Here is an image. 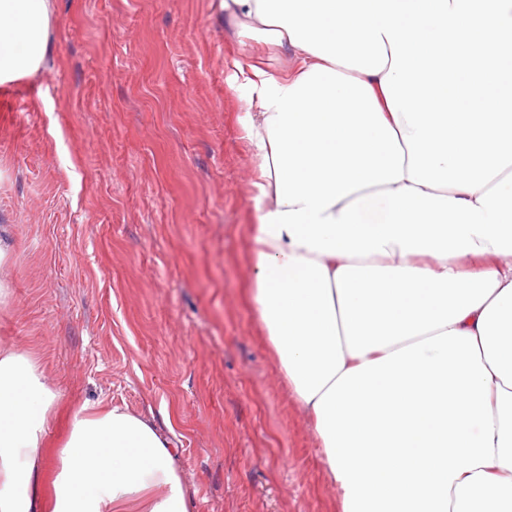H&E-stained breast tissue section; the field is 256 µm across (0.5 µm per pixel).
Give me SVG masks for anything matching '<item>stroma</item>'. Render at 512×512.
<instances>
[{"label": "stroma", "instance_id": "35a3bbf8", "mask_svg": "<svg viewBox=\"0 0 512 512\" xmlns=\"http://www.w3.org/2000/svg\"><path fill=\"white\" fill-rule=\"evenodd\" d=\"M50 54L0 103V349L69 404L105 401L174 450L195 512H337L303 407L260 332L256 162L234 61L287 49L220 0H50Z\"/></svg>", "mask_w": 512, "mask_h": 512}]
</instances>
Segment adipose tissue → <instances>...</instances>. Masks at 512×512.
I'll use <instances>...</instances> for the list:
<instances>
[{
    "instance_id": "adipose-tissue-1",
    "label": "adipose tissue",
    "mask_w": 512,
    "mask_h": 512,
    "mask_svg": "<svg viewBox=\"0 0 512 512\" xmlns=\"http://www.w3.org/2000/svg\"><path fill=\"white\" fill-rule=\"evenodd\" d=\"M222 7L292 57L234 65L252 298L339 512H512V0ZM49 27V0H0V83ZM62 400L0 349V512H193L151 424Z\"/></svg>"
}]
</instances>
